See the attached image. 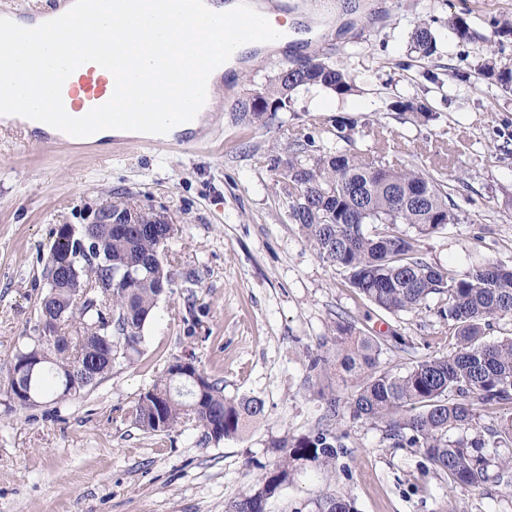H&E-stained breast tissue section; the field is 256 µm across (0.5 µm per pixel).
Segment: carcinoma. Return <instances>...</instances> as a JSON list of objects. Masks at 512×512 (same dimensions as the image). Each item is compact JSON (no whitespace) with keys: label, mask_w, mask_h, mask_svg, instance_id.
Returning <instances> with one entry per match:
<instances>
[{"label":"carcinoma","mask_w":512,"mask_h":512,"mask_svg":"<svg viewBox=\"0 0 512 512\" xmlns=\"http://www.w3.org/2000/svg\"><path fill=\"white\" fill-rule=\"evenodd\" d=\"M448 28L462 42L476 39L464 16L450 17ZM411 42L423 59L436 52V37L425 23L414 28ZM475 72L512 92V68L485 59ZM314 86L339 96L354 91L343 66L313 54L282 69L261 92V105L249 97L237 101L236 116L265 125L287 108L291 92ZM354 128L352 122L336 121L342 148L310 157L304 150L311 136L301 133L288 158L271 156L290 219L304 230L318 257L343 270L349 287L378 310L410 313L439 298L438 313L457 336V350L399 370L383 369L379 359L388 339L400 346L406 345L404 339L375 335L352 318L340 320L331 344L308 355L307 379L314 386L329 369L339 370L337 387L318 391L324 422L307 434L273 442L282 454L226 512H265L267 501L297 474L333 465L344 453L341 427L348 419L383 424L394 445L418 449L462 491L489 481L512 487V453L503 452L512 447V414L496 417L497 408L512 404V336L483 341V328L512 318V269L487 263L460 275L429 263L423 240L459 222L449 187L422 169L390 163L385 143L375 157L363 153ZM86 233L100 251L91 245L81 251ZM86 233L68 224L57 229L43 270L48 291L38 308L41 328L50 329V335L39 334L0 365L4 396L18 387L30 393L16 403L20 408L48 397L65 400L99 384L116 360H133L146 322L172 284L168 243L174 225L131 224L116 233L94 224ZM479 406L487 410L490 424L480 425ZM263 415V400L225 397L219 382L187 357L169 361L131 413L134 424L150 434L193 423L205 441L214 443L243 433ZM315 508L355 512L351 500L334 490L317 499Z\"/></svg>","instance_id":"carcinoma-1"}]
</instances>
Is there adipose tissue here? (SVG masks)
<instances>
[{"label": "adipose tissue", "instance_id": "1", "mask_svg": "<svg viewBox=\"0 0 512 512\" xmlns=\"http://www.w3.org/2000/svg\"><path fill=\"white\" fill-rule=\"evenodd\" d=\"M240 15L233 0H203L201 7L188 14L165 18V37L160 41L152 28L128 26L121 11L111 8L101 12L99 20L78 26L51 28L24 19L8 20L9 35H0V62H8L21 76L8 86L12 94L9 114L52 111L53 90L60 79L67 70L84 65L86 51L95 48L102 54V73L113 90L102 103V111L157 115L156 123L148 127L120 120L100 126L99 144H107L115 136L188 131V124L179 122L177 115L194 93L195 69L203 65L218 74L234 70L237 56L254 47L249 40L230 50L223 46L225 27ZM32 38L40 40L46 61L45 67L35 72L28 70L18 53L21 43ZM133 50L142 58L135 75L128 67Z\"/></svg>", "mask_w": 512, "mask_h": 512}]
</instances>
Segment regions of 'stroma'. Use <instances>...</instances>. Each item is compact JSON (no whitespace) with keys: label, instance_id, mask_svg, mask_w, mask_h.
Listing matches in <instances>:
<instances>
[{"label":"stroma","instance_id":"stroma-1","mask_svg":"<svg viewBox=\"0 0 512 512\" xmlns=\"http://www.w3.org/2000/svg\"><path fill=\"white\" fill-rule=\"evenodd\" d=\"M282 15L308 27L309 48L247 60L225 83L207 136L195 147L153 145L67 151L34 146L0 128V362L41 331L43 268L59 225L82 228L98 210L130 206L167 216L174 281L143 329L134 362L116 360L96 387L34 408L0 394V512H225L275 457L273 441L309 433L324 402L306 384L305 360L338 319L403 336L384 368L453 352L457 338L435 302L390 316L363 300L342 270L320 260L269 167L297 134L309 153L332 148L340 119L355 121L357 146L386 139L401 163L445 180L464 218L425 242L430 262L458 272L492 262L512 267V94L478 78L487 45L512 67V0H285ZM467 16L476 40L448 29ZM428 23L436 54L421 59L411 33ZM317 52L347 68L353 94L301 87L267 125L235 122L237 100L264 91L280 70ZM413 99L430 117L395 112ZM194 357L226 396H256L265 415L214 444L186 424L165 437L133 424L130 412L168 362ZM347 452L325 470L308 469L271 498L267 512H315L335 490L357 512H512V488L493 483L450 491L448 478L416 449L393 446L383 425L346 422Z\"/></svg>","mask_w":512,"mask_h":512}]
</instances>
